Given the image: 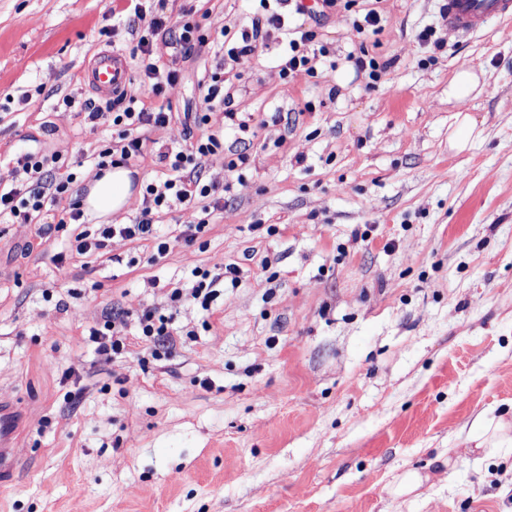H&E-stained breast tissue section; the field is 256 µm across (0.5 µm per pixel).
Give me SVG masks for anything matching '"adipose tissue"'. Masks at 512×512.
Here are the masks:
<instances>
[{
	"label": "adipose tissue",
	"instance_id": "adipose-tissue-1",
	"mask_svg": "<svg viewBox=\"0 0 512 512\" xmlns=\"http://www.w3.org/2000/svg\"><path fill=\"white\" fill-rule=\"evenodd\" d=\"M136 193V180L131 169L117 166L92 179L81 199L89 218L107 219L120 214Z\"/></svg>",
	"mask_w": 512,
	"mask_h": 512
}]
</instances>
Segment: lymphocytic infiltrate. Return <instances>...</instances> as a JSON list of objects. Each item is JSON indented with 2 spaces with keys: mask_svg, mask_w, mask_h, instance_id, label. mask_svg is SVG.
<instances>
[{
  "mask_svg": "<svg viewBox=\"0 0 512 512\" xmlns=\"http://www.w3.org/2000/svg\"><path fill=\"white\" fill-rule=\"evenodd\" d=\"M260 9L255 14L250 26L232 34L221 30L216 39H209L201 32L198 24L181 21L174 36V42L184 51L214 41L217 46L218 61L215 67L206 69L201 79L207 88L204 98L205 112L195 114L194 124L205 125L210 121V112L215 106H223L224 117L236 121L240 132H248L247 122H240L232 109L230 97L220 96L219 91L224 85V69L233 65L257 49L266 47L274 35H286L287 47L280 61L283 76L316 73V59L310 56L308 49L314 44L317 32L315 21L321 20L327 9L340 7L352 10L357 0H321L319 11L313 12V25L289 26L287 14L278 10L285 0H259ZM165 17H153L145 34L141 35L133 55L139 56L141 66L139 80L141 86L147 87L157 100L156 105L148 106L136 95L120 92L116 99L105 106H95L87 102L76 103L75 99H65L66 107H79L85 111L89 120L107 122L118 130L116 140L107 141L98 151L94 166L96 172L128 165L145 155V145L139 131L145 127H166L173 115L168 104L162 98L167 86L177 82L179 71L171 65H157L152 62L153 35L168 29ZM219 136L211 134L204 138L190 141L181 149L165 148L158 157L166 167V173L159 181L150 183L145 188V207L140 216L129 224H102L96 230L85 229L86 218L80 201H73L68 211L58 219L56 230H66L68 225H79L80 230L71 234L70 251L77 255L93 259H101L110 252L114 239L130 242H153L157 254H166L170 248L166 234L162 233L157 219L173 203L200 205L202 216L193 224L183 225L179 237L186 246L200 243L209 231L207 216L213 205L219 204L221 188L219 184L207 181L203 174L204 161L222 149ZM14 178L10 184H0V222L5 224H36L39 223L50 200L70 194L76 180L75 174H66L54 178L53 173L65 166L61 157L47 154L38 149H26L18 153L12 160ZM238 270L227 265L222 267H197L191 272L190 288L175 287L169 289L166 298L168 307H178L182 302L190 301L202 311H213L218 299L224 293V283L236 280ZM138 332L152 349H172L175 344L171 318L155 306L142 308L136 315ZM127 316L124 312L105 308L98 320L89 329L88 340L94 347L96 355L104 359L126 350L128 336L126 334Z\"/></svg>",
  "mask_w": 512,
  "mask_h": 512,
  "instance_id": "f902f5d3",
  "label": "lymphocytic infiltrate"
}]
</instances>
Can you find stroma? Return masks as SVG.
<instances>
[{
	"label": "stroma",
	"mask_w": 512,
	"mask_h": 512,
	"mask_svg": "<svg viewBox=\"0 0 512 512\" xmlns=\"http://www.w3.org/2000/svg\"><path fill=\"white\" fill-rule=\"evenodd\" d=\"M145 17L184 9L207 32L250 24L255 0H141ZM122 0H0V181L29 141L80 162L113 131L63 106L102 104L100 52L140 36ZM329 12L317 77L280 74L279 42L224 76L241 133L221 112L193 137L224 134L205 165L244 182L211 213L206 250L113 240L108 260L57 264L58 239L0 223V401L18 418L20 469L0 512H512V41L460 36L441 0H361ZM433 29L445 47L417 39ZM392 65L376 87L360 46ZM215 63L198 47L165 98L174 120L146 141L179 147L185 113ZM481 72L457 105L448 82ZM459 110L482 122L448 149ZM234 265L213 314L175 312L179 337L156 360L129 346L97 356L86 334L103 308L136 313L188 286L197 266ZM52 291L45 299L44 291ZM197 331L189 339L188 331Z\"/></svg>",
	"instance_id": "35a3bbf8"
}]
</instances>
